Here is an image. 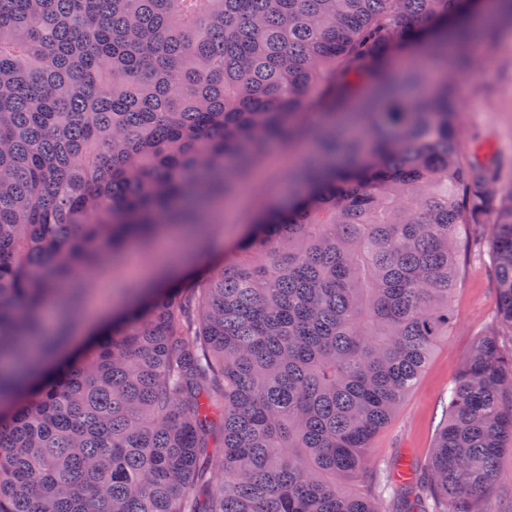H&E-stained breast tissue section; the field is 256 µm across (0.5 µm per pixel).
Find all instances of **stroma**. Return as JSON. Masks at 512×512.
Segmentation results:
<instances>
[{
  "instance_id": "35a3bbf8",
  "label": "stroma",
  "mask_w": 512,
  "mask_h": 512,
  "mask_svg": "<svg viewBox=\"0 0 512 512\" xmlns=\"http://www.w3.org/2000/svg\"><path fill=\"white\" fill-rule=\"evenodd\" d=\"M464 98L458 116L462 155L512 174V44L504 39L482 45L462 73ZM288 170L266 165L261 180L250 182L234 208L223 209L207 225L204 243L191 263L206 270L223 259L226 246L243 236L254 214L288 190ZM497 281L488 251L464 261L453 299L455 320L436 346L412 392L392 421L374 438L371 462L390 469L400 459L417 467L427 463L448 404V390L476 336L496 310Z\"/></svg>"
}]
</instances>
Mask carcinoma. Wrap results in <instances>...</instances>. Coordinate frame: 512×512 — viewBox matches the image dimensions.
I'll return each instance as SVG.
<instances>
[{"mask_svg": "<svg viewBox=\"0 0 512 512\" xmlns=\"http://www.w3.org/2000/svg\"><path fill=\"white\" fill-rule=\"evenodd\" d=\"M487 2L0 0V361L18 370L43 371L52 300L66 335L79 267L130 263L272 143L316 146L230 259L141 291L38 382L0 368V512H384L371 442L448 335L491 210L495 327L401 512H497L512 187L460 158L458 77L407 96L385 70L401 53L423 84L420 51L464 70Z\"/></svg>", "mask_w": 512, "mask_h": 512, "instance_id": "1", "label": "carcinoma"}]
</instances>
